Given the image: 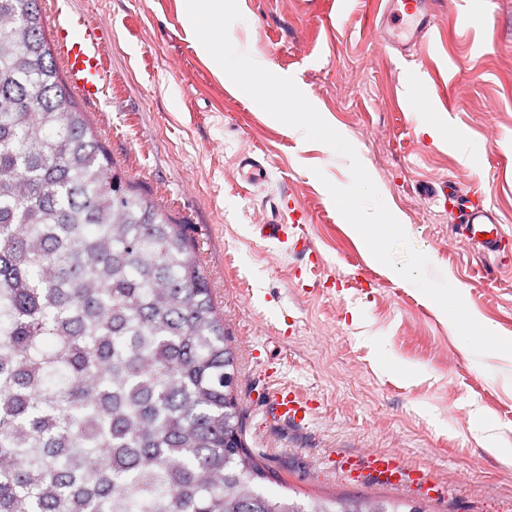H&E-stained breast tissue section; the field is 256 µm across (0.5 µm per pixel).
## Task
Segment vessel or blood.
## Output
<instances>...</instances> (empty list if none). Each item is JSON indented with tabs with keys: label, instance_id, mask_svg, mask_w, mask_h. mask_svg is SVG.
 Here are the masks:
<instances>
[{
	"label": "vessel or blood",
	"instance_id": "obj_1",
	"mask_svg": "<svg viewBox=\"0 0 512 512\" xmlns=\"http://www.w3.org/2000/svg\"><path fill=\"white\" fill-rule=\"evenodd\" d=\"M443 0H386L380 17L381 27H389L394 18H403L407 35L404 47H419L427 37L433 17ZM51 32L57 55L65 64L68 86L84 99L97 100L103 91L104 63L101 36L97 27L85 18L58 11L51 18ZM436 203H454L459 212V230L469 240L480 245L484 254L499 251L501 237L497 215L491 207L473 203L464 187L443 181L433 190ZM280 420L303 422L308 414V404L286 387L276 388L269 396ZM343 471L356 481L368 478L389 485L410 483L412 476L395 454H368L344 461Z\"/></svg>",
	"mask_w": 512,
	"mask_h": 512
}]
</instances>
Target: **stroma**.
I'll list each match as a JSON object with an SVG mask.
<instances>
[{
	"label": "stroma",
	"mask_w": 512,
	"mask_h": 512,
	"mask_svg": "<svg viewBox=\"0 0 512 512\" xmlns=\"http://www.w3.org/2000/svg\"><path fill=\"white\" fill-rule=\"evenodd\" d=\"M102 32L104 96L82 102L110 163L186 225L224 318L245 440L290 496L373 493L425 512H512V463L478 439L482 408L512 444V361L466 353L438 305L403 287L347 231L328 185L347 161L258 110L216 76L186 31L179 0H40ZM375 0H244L229 30L267 69L295 78L342 134L411 245L448 276L469 311L512 336V0H446L428 45L403 56L373 21ZM470 13L484 20L471 29ZM429 93L425 131L411 102ZM463 136V163L449 136ZM265 177L246 183L242 156ZM450 179L496 213L498 256L458 237L450 211L425 194ZM300 225L321 266L299 282L285 242L261 225ZM312 397L302 426L270 421L267 390ZM393 453L414 485L348 481L342 461Z\"/></svg>",
	"instance_id": "obj_1"
}]
</instances>
